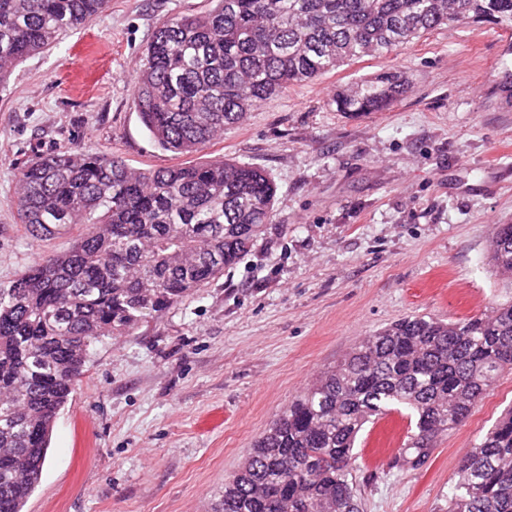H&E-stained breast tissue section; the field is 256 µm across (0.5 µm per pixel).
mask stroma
Instances as JSON below:
<instances>
[{
    "instance_id": "35a3bbf8",
    "label": "stroma",
    "mask_w": 512,
    "mask_h": 512,
    "mask_svg": "<svg viewBox=\"0 0 512 512\" xmlns=\"http://www.w3.org/2000/svg\"><path fill=\"white\" fill-rule=\"evenodd\" d=\"M211 0H108L86 27L13 68L0 90V286L49 245L18 220L17 165L93 150L158 169L230 159L267 172L274 220L234 267L161 316L89 350L23 512H212L269 424L358 341L408 315H481L512 300L488 263L512 224V30L461 23L385 57L288 87L191 155L158 148L135 78L163 19ZM391 70L381 112L336 110L337 91ZM504 370L426 467L390 473L407 431L367 427L360 512H448L458 464L508 409Z\"/></svg>"
}]
</instances>
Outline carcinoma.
Listing matches in <instances>:
<instances>
[{
	"label": "carcinoma",
	"instance_id": "carcinoma-1",
	"mask_svg": "<svg viewBox=\"0 0 512 512\" xmlns=\"http://www.w3.org/2000/svg\"><path fill=\"white\" fill-rule=\"evenodd\" d=\"M156 28L134 105L155 143L191 154L259 103L459 22L512 27V0H214ZM107 0H0V88L12 69L79 29ZM407 89L383 72L336 93V111L380 112ZM16 207L34 239L85 231L0 287V512H22L89 347L130 332L224 275L273 218L262 169L214 160L135 169L59 152L18 169ZM512 270V224L489 248ZM512 366V303L445 322L406 316L364 337L288 404L224 479L217 512H359L354 467L368 425L409 419L388 468L417 471ZM448 512H512V409L461 459Z\"/></svg>",
	"mask_w": 512,
	"mask_h": 512
}]
</instances>
